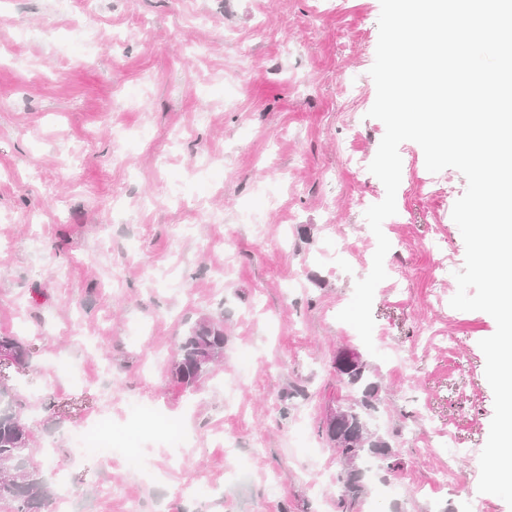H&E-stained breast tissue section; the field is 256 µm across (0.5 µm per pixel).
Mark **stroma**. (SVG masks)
Segmentation results:
<instances>
[{
  "mask_svg": "<svg viewBox=\"0 0 512 512\" xmlns=\"http://www.w3.org/2000/svg\"><path fill=\"white\" fill-rule=\"evenodd\" d=\"M379 15L380 0H0V333L34 348L10 383L36 463L78 512L130 496L143 512H512L478 490L494 414L479 342L496 323L449 304L466 180L429 173L415 142L383 223L375 351L337 319L371 271L364 213L385 197L369 170ZM77 21L96 35L81 54ZM205 317L224 320V361L185 387L170 365ZM341 348L379 381L373 426L398 461L373 464L395 495L370 481L346 507L323 432L350 395ZM61 361L109 366L111 396L53 374ZM102 411L111 457L74 459ZM189 483L203 495L181 497Z\"/></svg>",
  "mask_w": 512,
  "mask_h": 512,
  "instance_id": "1",
  "label": "stroma"
}]
</instances>
